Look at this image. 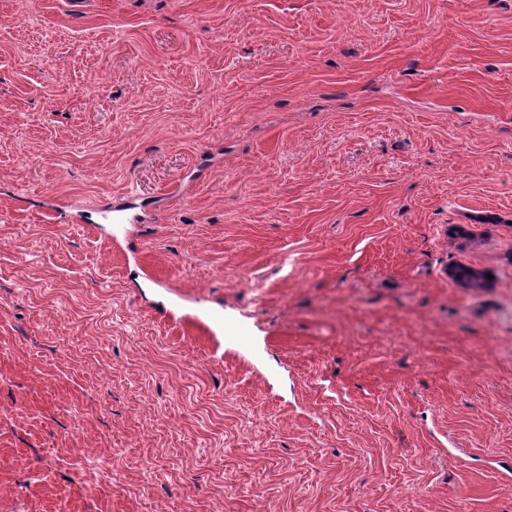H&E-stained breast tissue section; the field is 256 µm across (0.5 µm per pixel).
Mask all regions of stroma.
<instances>
[{
  "label": "stroma",
  "instance_id": "1",
  "mask_svg": "<svg viewBox=\"0 0 512 512\" xmlns=\"http://www.w3.org/2000/svg\"><path fill=\"white\" fill-rule=\"evenodd\" d=\"M500 458L512 0H0V512H512Z\"/></svg>",
  "mask_w": 512,
  "mask_h": 512
}]
</instances>
